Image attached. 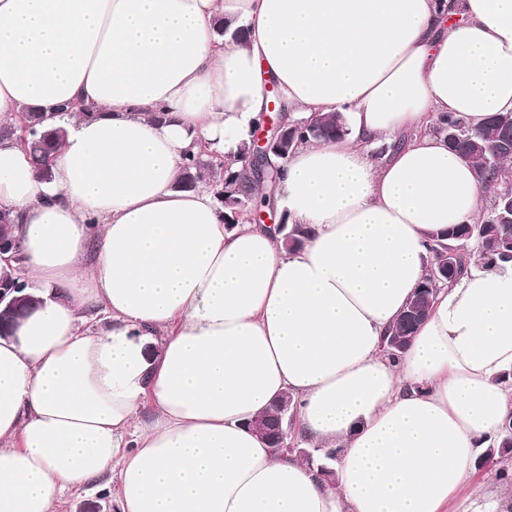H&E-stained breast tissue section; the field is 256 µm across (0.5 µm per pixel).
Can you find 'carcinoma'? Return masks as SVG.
Masks as SVG:
<instances>
[{
    "label": "carcinoma",
    "instance_id": "obj_1",
    "mask_svg": "<svg viewBox=\"0 0 512 512\" xmlns=\"http://www.w3.org/2000/svg\"><path fill=\"white\" fill-rule=\"evenodd\" d=\"M20 118L28 128L24 148L28 151L38 176L45 182L47 174L52 171V154L60 148L65 130L49 123L43 112H24ZM499 118L500 115L496 114L479 127L469 128L461 120L440 113L429 125L430 131L445 138L450 132L457 134V139L451 141L449 147L474 164L479 181L491 187V194L490 206L483 213L480 223L455 225L434 237L428 244L429 274L413 296V301L421 308L432 307L442 285L449 283V274L453 273L458 277L468 271L473 263L488 266L499 259L509 258L512 253V213L505 210L506 201L512 198V168L507 165L512 158V142L496 144L478 153L470 146V141L480 142L484 136L492 134V128ZM297 122L298 125L292 129L289 148L283 154L271 155L270 161L274 167L267 169L266 174L259 173L251 165V141L247 138L236 153L226 155L219 161L201 149L186 157L176 188L190 190L200 183H209L216 206L224 216V224L229 230L236 228L241 223V218L237 214V208L224 204V190H230L233 198L250 209L272 208L277 205L280 164L297 145L311 139H339L349 133L347 121L339 113L320 115L309 125L302 124L300 118ZM276 232L281 236V243L287 250L300 247L311 235V229L288 223L286 211L281 214L280 228ZM471 241L476 248H469ZM418 325L417 317L403 311L389 335L384 337L383 351L391 358L403 352L411 342ZM510 454L512 422L508 421L504 435L486 450L481 461L495 456L506 458Z\"/></svg>",
    "mask_w": 512,
    "mask_h": 512
}]
</instances>
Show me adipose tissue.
Masks as SVG:
<instances>
[{"instance_id":"obj_1","label":"adipose tissue","mask_w":512,"mask_h":512,"mask_svg":"<svg viewBox=\"0 0 512 512\" xmlns=\"http://www.w3.org/2000/svg\"><path fill=\"white\" fill-rule=\"evenodd\" d=\"M271 81L351 128L284 164L289 221L312 230L291 252L174 187L199 145L236 152ZM75 99L100 115L64 116L52 182L0 139L38 299L0 338V512H58L113 473L117 512L512 507V483L471 482L512 415V260L442 289L396 358L381 344L432 237L482 209L429 124L512 110V0H0V124ZM377 138L402 146L376 163ZM99 307L109 328L86 329ZM286 392L299 434L339 449L335 481L250 429Z\"/></svg>"}]
</instances>
